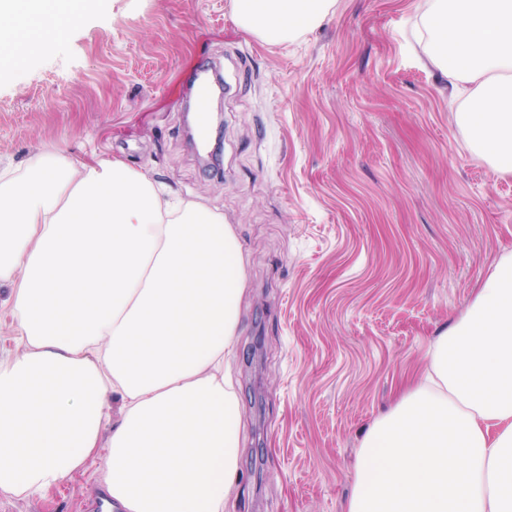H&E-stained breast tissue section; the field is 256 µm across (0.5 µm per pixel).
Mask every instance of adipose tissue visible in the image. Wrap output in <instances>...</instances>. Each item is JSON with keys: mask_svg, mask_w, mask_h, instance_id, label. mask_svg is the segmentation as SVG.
Segmentation results:
<instances>
[{"mask_svg": "<svg viewBox=\"0 0 512 512\" xmlns=\"http://www.w3.org/2000/svg\"><path fill=\"white\" fill-rule=\"evenodd\" d=\"M334 0H232L271 43ZM59 0H0L9 32ZM246 271L222 213L165 201L122 160L42 149L0 169V286L16 347L0 354V493L31 497L106 449L119 512H225L239 480L235 352ZM342 512H512V254L431 344L358 451Z\"/></svg>", "mask_w": 512, "mask_h": 512, "instance_id": "ef3b65f1", "label": "adipose tissue"}]
</instances>
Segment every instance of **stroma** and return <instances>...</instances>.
Wrapping results in <instances>:
<instances>
[{
    "instance_id": "1",
    "label": "stroma",
    "mask_w": 512,
    "mask_h": 512,
    "mask_svg": "<svg viewBox=\"0 0 512 512\" xmlns=\"http://www.w3.org/2000/svg\"><path fill=\"white\" fill-rule=\"evenodd\" d=\"M424 0H335L286 43L231 0H84L66 33L0 62V166L51 145L148 170L233 224L246 291L233 375L241 482L230 512H340L359 444L512 252V173L468 145L414 24ZM220 68L223 176L192 151L189 86ZM98 456L0 512H88Z\"/></svg>"
}]
</instances>
